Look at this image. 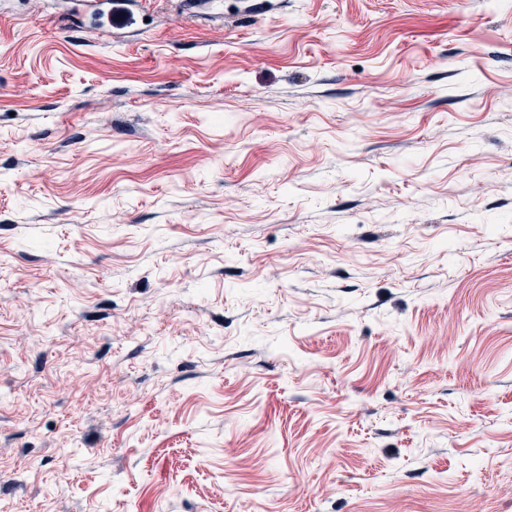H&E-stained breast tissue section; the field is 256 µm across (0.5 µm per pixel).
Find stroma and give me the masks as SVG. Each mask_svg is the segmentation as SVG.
<instances>
[{"label": "stroma", "mask_w": 512, "mask_h": 512, "mask_svg": "<svg viewBox=\"0 0 512 512\" xmlns=\"http://www.w3.org/2000/svg\"><path fill=\"white\" fill-rule=\"evenodd\" d=\"M0 512H512V0H0Z\"/></svg>", "instance_id": "stroma-1"}]
</instances>
